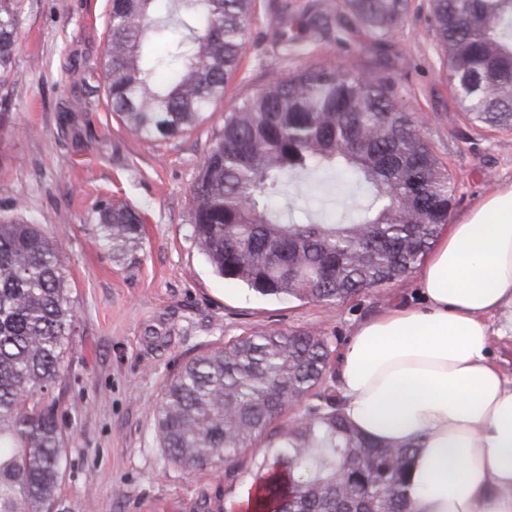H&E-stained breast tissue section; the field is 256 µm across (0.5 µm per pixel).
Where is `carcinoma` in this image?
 Wrapping results in <instances>:
<instances>
[{
	"label": "carcinoma",
	"instance_id": "cac0c4a2",
	"mask_svg": "<svg viewBox=\"0 0 512 512\" xmlns=\"http://www.w3.org/2000/svg\"><path fill=\"white\" fill-rule=\"evenodd\" d=\"M253 0H111L104 49L107 98L136 137L175 139L224 95L245 50ZM339 29L380 47L409 0H339ZM454 98L489 129L512 128V0H430ZM23 0H0V92L14 83ZM329 16L313 12L314 32ZM162 39L164 54L152 48ZM303 172L369 187L348 221L284 223L270 202ZM455 184L397 101L394 81L328 66L297 71L234 106L192 186V235L212 270L276 300L342 303L409 274L435 245ZM99 245L139 263L140 213L102 200ZM77 311L53 238L0 212V512H53L67 463L54 408L41 398L64 368ZM331 350L312 331L256 332L186 363L157 407L168 459L224 463L240 477L243 449L264 437L252 470L267 473L255 512H409L412 449L378 444L350 425L322 389ZM314 396L298 418L288 408Z\"/></svg>",
	"mask_w": 512,
	"mask_h": 512
}]
</instances>
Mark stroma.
Here are the masks:
<instances>
[{
  "mask_svg": "<svg viewBox=\"0 0 512 512\" xmlns=\"http://www.w3.org/2000/svg\"><path fill=\"white\" fill-rule=\"evenodd\" d=\"M335 14L336 0H255L246 53L224 97L196 127L166 141L135 137L111 112L103 49L109 0H24L17 81L0 110V205H19L53 236L70 268L78 320L55 403L68 462L60 512H225L220 469H182L159 444L155 405L189 360L256 331L310 330L326 336L339 361L356 325L394 303L419 302L417 273L344 303L274 300L216 275L192 237L191 189L224 114L269 84L319 65L393 77L399 104L456 184L452 218L512 182V130L480 128L455 101L428 0H410L386 47L364 48L359 34L304 30L310 5ZM299 25L283 51L278 10ZM367 192L312 174L293 180L274 203L282 217L318 221L350 215ZM102 200L141 212L140 261L127 268L97 243L94 207Z\"/></svg>",
  "mask_w": 512,
  "mask_h": 512,
  "instance_id": "35a3bbf8",
  "label": "stroma"
}]
</instances>
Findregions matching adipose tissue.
<instances>
[{
  "mask_svg": "<svg viewBox=\"0 0 512 512\" xmlns=\"http://www.w3.org/2000/svg\"><path fill=\"white\" fill-rule=\"evenodd\" d=\"M420 301L358 324L336 371L352 425L415 446L411 512H512V380L490 358L512 341V182L449 223Z\"/></svg>",
  "mask_w": 512,
  "mask_h": 512,
  "instance_id": "ef3b65f1",
  "label": "adipose tissue"
}]
</instances>
